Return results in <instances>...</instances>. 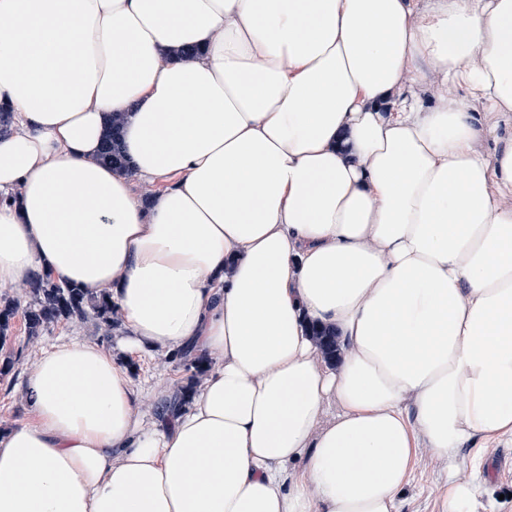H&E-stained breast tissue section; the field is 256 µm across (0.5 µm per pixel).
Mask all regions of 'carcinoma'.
Listing matches in <instances>:
<instances>
[{"label":"carcinoma","mask_w":512,"mask_h":512,"mask_svg":"<svg viewBox=\"0 0 512 512\" xmlns=\"http://www.w3.org/2000/svg\"><path fill=\"white\" fill-rule=\"evenodd\" d=\"M123 118L112 116L106 125L98 161L108 164L122 173H129L132 167L121 146ZM25 293L29 297L26 311L28 335L38 336L44 330L59 323L92 318L96 321L103 337L112 336V329L118 321L117 306L106 290L97 292L79 288L73 284L61 283L46 275L26 283ZM18 309V301L0 297V343L6 340L11 320ZM312 335L328 359L336 358V336L326 328H313ZM178 364L190 373L180 393L165 404L163 411L174 415L183 409L192 397L195 380L204 374L208 359L190 347H184L174 354Z\"/></svg>","instance_id":"cac0c4a2"}]
</instances>
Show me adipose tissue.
<instances>
[{
    "mask_svg": "<svg viewBox=\"0 0 512 512\" xmlns=\"http://www.w3.org/2000/svg\"><path fill=\"white\" fill-rule=\"evenodd\" d=\"M0 107V285L108 290L125 353L217 362L148 420L51 345L0 512H401L420 448L468 512L461 450L512 443V0H0ZM123 118L111 116L106 125L98 161L108 164L121 173L132 172V167L121 146Z\"/></svg>",
    "mask_w": 512,
    "mask_h": 512,
    "instance_id": "ef3b65f1",
    "label": "adipose tissue"
}]
</instances>
